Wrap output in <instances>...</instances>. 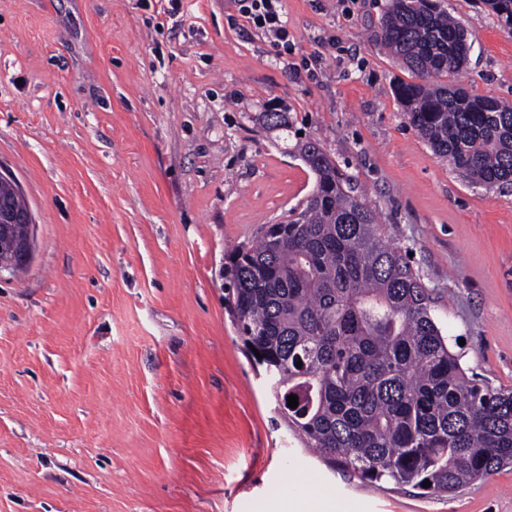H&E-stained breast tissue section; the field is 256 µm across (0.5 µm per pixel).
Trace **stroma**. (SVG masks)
<instances>
[{
	"label": "stroma",
	"mask_w": 512,
	"mask_h": 512,
	"mask_svg": "<svg viewBox=\"0 0 512 512\" xmlns=\"http://www.w3.org/2000/svg\"><path fill=\"white\" fill-rule=\"evenodd\" d=\"M388 4L282 0V55L238 0H0V166L37 224L0 274V512H280L299 476L345 512H512V469L438 497L319 459L224 299L229 255L311 193V138L412 253L467 373L512 388V185L409 125L411 75L372 39ZM442 5L459 83L512 101V30Z\"/></svg>",
	"instance_id": "obj_1"
}]
</instances>
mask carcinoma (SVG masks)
<instances>
[{"instance_id":"carcinoma-1","label":"carcinoma","mask_w":512,"mask_h":512,"mask_svg":"<svg viewBox=\"0 0 512 512\" xmlns=\"http://www.w3.org/2000/svg\"><path fill=\"white\" fill-rule=\"evenodd\" d=\"M484 3L512 30V0ZM375 39L413 75L396 94L430 148L473 183L512 182V104L453 85L467 62L464 26L436 0H391ZM263 122L288 130L284 112ZM295 150L315 177L297 222L273 225L224 265L229 314L271 368L288 428L361 482L430 495L512 465V390L466 375L435 299L382 240L351 177L314 140Z\"/></svg>"}]
</instances>
